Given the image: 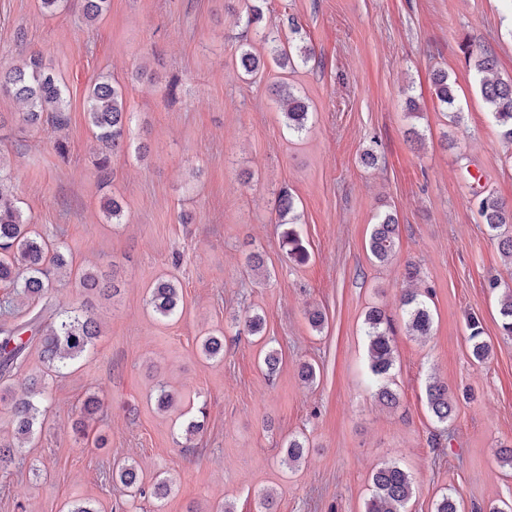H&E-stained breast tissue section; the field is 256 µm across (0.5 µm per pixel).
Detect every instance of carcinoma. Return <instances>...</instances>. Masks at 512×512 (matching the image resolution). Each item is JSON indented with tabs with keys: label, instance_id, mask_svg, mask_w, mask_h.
<instances>
[{
	"label": "carcinoma",
	"instance_id": "carcinoma-1",
	"mask_svg": "<svg viewBox=\"0 0 512 512\" xmlns=\"http://www.w3.org/2000/svg\"><path fill=\"white\" fill-rule=\"evenodd\" d=\"M84 19L92 22L101 16L108 7V0H78ZM259 43L270 49L272 60L282 70H295L315 57L312 47L295 45L294 39H281L279 29L263 28L255 32ZM19 63L6 70H0V92L10 94L23 106L17 113L18 122L35 129L45 122L57 127L66 125L68 100L66 88L43 64L40 53L27 51L20 46ZM474 58L475 79L482 98L488 105L500 136L512 142V80L498 75L495 57L485 48L469 51ZM237 67L246 76L257 75L263 67L259 54L251 41L241 45L236 58ZM435 95L440 105L448 112L450 122L459 124L461 113L454 110L457 98L454 84L448 81V73L434 74ZM278 102L282 104L285 126L288 134L299 135L307 129L308 108L303 99L287 81L279 83L275 89ZM87 115L96 140L101 144L97 168L103 177H108L109 153L121 151L125 147L129 115L125 104L123 87L107 76L97 78L90 86L87 95ZM275 211L281 233L283 247L288 261L304 265L309 253L296 229L300 215L292 193L282 189L277 195ZM479 214L491 236L498 239V245L512 266V203L488 192L479 200ZM399 240L398 219L386 214L373 225L368 249L371 258L385 263L393 257ZM70 266L68 253L61 244L50 245L45 238L32 229L30 220L25 217L15 196L11 175L6 171L0 158V285L9 289L0 303L4 313H11L14 296L24 294L55 306V313L44 319L42 313L25 323L0 324V386L9 388V380L25 372L31 350H36L44 365V376L52 377L62 373L70 363L79 360L87 352L93 340L100 334V324L91 310L66 308L55 292L62 286L64 272ZM75 282L85 292L108 299L119 291L116 280L109 279L94 270L76 274ZM429 294L407 291L402 294L400 304L405 311L406 332L411 336H427L433 327V316L427 302ZM149 306L163 319H173L182 311L181 286L173 279H161L150 288ZM500 332L512 338V290L502 292L499 299ZM265 318L258 312L247 316L243 330L250 336L263 333ZM470 352L472 358L481 363L488 359L491 345L484 339L480 320L471 316L467 320ZM364 335L368 341L370 369L381 384L377 389L379 402L388 407L396 406L397 393L386 382L395 362L394 329L386 312L378 307L368 310L364 319ZM201 354L207 360L224 356V334H209L201 343ZM429 408L440 424L452 419L456 398L448 388V383L434 379L426 385ZM46 397V385L31 382L24 391L12 398L14 433L12 439L0 441V466L12 462L23 448L36 446L35 425L44 414L40 404ZM101 408V401L95 396L84 400L81 418L73 429L84 431L83 417L93 415ZM112 478L127 489L132 496H150L159 500L171 490L167 479L157 480L152 486L143 483L137 468L129 463L122 464ZM372 493L365 504L364 512H407L406 504L414 492L411 475L395 464H384L372 470Z\"/></svg>",
	"mask_w": 512,
	"mask_h": 512
}]
</instances>
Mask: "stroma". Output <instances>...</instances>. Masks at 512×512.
<instances>
[{"instance_id": "1", "label": "stroma", "mask_w": 512, "mask_h": 512, "mask_svg": "<svg viewBox=\"0 0 512 512\" xmlns=\"http://www.w3.org/2000/svg\"><path fill=\"white\" fill-rule=\"evenodd\" d=\"M252 0H110L96 22L68 5L51 18L38 0H0V69L17 58L16 34L66 85L69 122L22 132L10 120L14 98L0 92V158L25 215L40 233L67 243L73 271L118 270L119 294L87 296L75 284L61 301L91 306L101 334L64 374L49 379L37 445L0 469V512H60L86 503L113 512L123 501L108 470L136 462L146 483L164 477L162 503L139 512H212L224 502L254 512L257 493L273 492L277 512H364L370 473L394 463L412 476L408 512H435L443 493L465 512L512 504V338L500 333L498 278L512 288L498 242L477 212L491 191L512 201V143L504 141L474 84L465 46H481L512 79V15L501 0H264L262 23L297 22L316 58L282 76L269 67L247 80L235 56L249 30ZM447 72L463 120L437 104L435 71ZM125 89L132 145L111 158L101 180L99 145L86 95L98 74ZM288 78L312 112L301 136L286 132L273 87ZM415 99L422 115L408 116ZM417 127L423 142L408 138ZM63 141L68 159L54 150ZM149 153L137 160L134 144ZM375 148V166L361 156ZM296 198L297 229L309 251L289 262L274 222L280 188ZM117 198L119 221L102 206ZM399 221V248L385 264L367 251L372 224ZM261 253L266 270H250ZM422 272L434 313L430 336H408L399 296L407 264ZM176 276L183 310L157 319L146 300L158 279ZM383 308L395 327L392 370L397 407L379 404L367 367L363 320ZM325 316L314 331L309 308ZM263 337L239 333L252 312ZM478 317L491 346L474 362L466 321ZM223 331L224 357L205 360L202 338ZM281 354L279 369L258 366L262 345ZM317 364L302 384L300 364ZM459 400L448 424L427 404L430 377ZM176 402L154 400L158 384ZM101 409L85 436L72 428L87 396ZM206 407L191 447L181 426ZM307 439L296 466L282 462L291 436Z\"/></svg>"}]
</instances>
